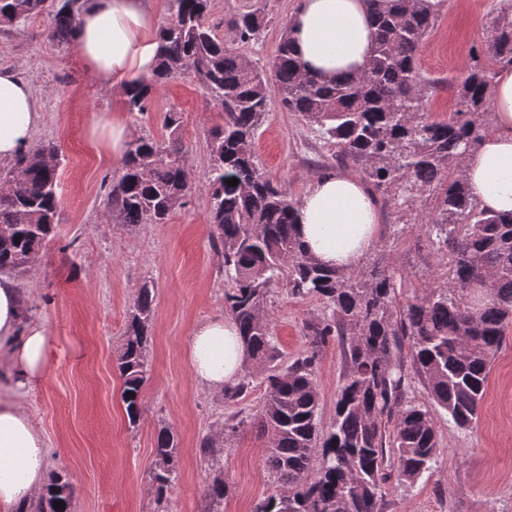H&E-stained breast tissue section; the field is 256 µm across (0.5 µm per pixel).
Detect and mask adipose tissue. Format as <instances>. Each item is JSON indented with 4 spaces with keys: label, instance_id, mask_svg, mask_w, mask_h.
Returning a JSON list of instances; mask_svg holds the SVG:
<instances>
[{
    "label": "adipose tissue",
    "instance_id": "ef3b65f1",
    "mask_svg": "<svg viewBox=\"0 0 512 512\" xmlns=\"http://www.w3.org/2000/svg\"><path fill=\"white\" fill-rule=\"evenodd\" d=\"M298 53L310 70L336 80L359 73L370 54L375 29L364 0H298L291 16ZM160 27L151 0H88L72 33L84 68L105 87L124 89L150 80L160 49ZM492 128L481 147L465 159L474 198L487 211L512 214V67L496 76ZM41 115L28 81L0 70V160L17 156ZM88 133L95 147L124 157L129 128L122 114H94ZM299 240L322 263L351 271L374 249L381 215L356 178L331 173L306 189L295 213ZM49 332L23 319L20 291L0 274V369L12 394L0 398V512H28L47 482L49 456L44 435L21 402L47 371ZM195 379L221 389L237 382L247 353L229 319L199 323L186 351Z\"/></svg>",
    "mask_w": 512,
    "mask_h": 512
}]
</instances>
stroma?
I'll return each instance as SVG.
<instances>
[{"instance_id": "obj_1", "label": "stroma", "mask_w": 512, "mask_h": 512, "mask_svg": "<svg viewBox=\"0 0 512 512\" xmlns=\"http://www.w3.org/2000/svg\"><path fill=\"white\" fill-rule=\"evenodd\" d=\"M500 0H449L419 52L426 77L449 80L464 73L475 46L489 33ZM297 0H211L210 21L225 43L226 22L236 12L258 9L265 27L257 45L240 51L270 66ZM46 15L0 28V68L15 70L33 86L41 120L29 142L56 146L59 222L51 241L25 274H14L25 318L51 334L45 378L25 403L48 446L51 472L66 471L75 488L73 512H205L203 490L211 473L201 453L204 438L225 417L243 418L235 433L220 439L228 489L220 512H255L282 486L265 465L267 443L254 417L264 399L261 376L234 401L193 377L186 347L196 324L224 316V270L209 240V131L224 114L193 72L153 94L148 112L130 118V136L165 141L164 114L181 112V137L193 174L185 206L164 224L130 228L113 223L105 182L121 163L98 153L87 139L89 117L125 105L119 91L88 77L72 44L47 36ZM264 173L302 198L331 153L294 113L271 104L255 140ZM384 214L373 256L411 272L436 268L435 255L418 249L412 234H395ZM157 288L149 343L150 378L141 416L130 423L122 402L115 355L127 325L128 306L140 284ZM321 300L277 293L272 302L277 346L283 361L308 346L304 327L320 316ZM342 373L338 341L319 352L316 384L323 422L334 414ZM178 441L179 479L164 500L149 483L160 429ZM440 454L429 472L410 487L385 489L384 512H512V326L495 353L474 432L438 418Z\"/></svg>"}]
</instances>
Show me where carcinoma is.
<instances>
[{
	"mask_svg": "<svg viewBox=\"0 0 512 512\" xmlns=\"http://www.w3.org/2000/svg\"><path fill=\"white\" fill-rule=\"evenodd\" d=\"M171 19L160 29L159 63L148 83L124 88L128 112L149 110L157 86L187 70L224 112L210 131L209 237L224 258V310L236 323L252 362L264 375L265 396L256 414L268 437L267 467L287 488L256 512H383L385 487L412 485L435 463L437 415L471 431L478 420L491 360L512 322V216L483 210L466 179V155L478 149L494 108L490 87L512 65V0H502L487 38L466 73L450 82L457 108L445 118L428 112L437 82L418 66L424 38L447 0H365L375 45L363 70L325 82L296 55L285 27L270 71L226 46L209 23L210 0H171ZM46 0H0V27L38 14ZM81 0H57L48 37L71 38ZM234 40L256 41L265 27L257 10L229 20ZM311 126L343 168L354 167L380 207L418 231V241L445 259L429 277H411L377 258L360 271L322 266L296 239L298 206L288 188L262 171L255 136L272 98ZM168 138L133 140L119 173L107 186L112 222L165 224L187 203L192 173L180 136V112L165 113ZM58 157L51 144L17 156L0 172L11 187L0 192V270L24 273L50 241L58 220ZM235 177L238 185L229 186ZM485 275L492 285L476 294ZM294 299L318 298L325 313L306 324L309 348L279 363L270 307L276 290ZM156 297L144 281L129 307L116 356L121 397L130 422L141 414L149 376L148 347ZM339 339L345 369L334 415L324 424L315 380L319 350ZM252 370L224 388V399L250 388ZM420 382L424 396L415 395ZM202 452L220 471L216 440ZM149 474L157 499L177 480V444L159 430ZM227 483L216 475L204 497L224 500ZM75 488L56 474L32 512H72ZM63 502L55 509L54 502Z\"/></svg>",
	"mask_w": 512,
	"mask_h": 512,
	"instance_id": "cac0c4a2",
	"label": "carcinoma"
}]
</instances>
